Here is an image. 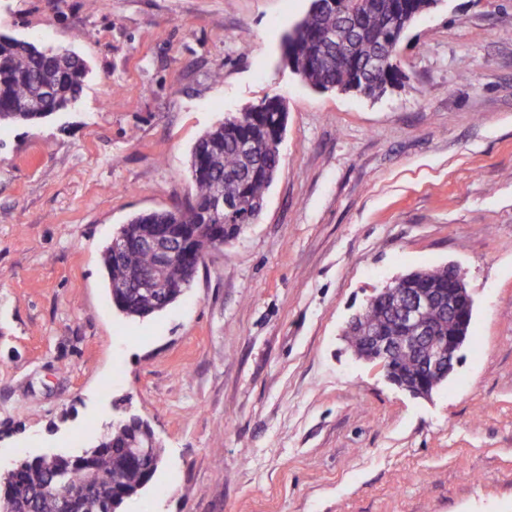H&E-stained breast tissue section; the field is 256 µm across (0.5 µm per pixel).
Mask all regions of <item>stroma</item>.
I'll return each mask as SVG.
<instances>
[{"instance_id":"stroma-1","label":"stroma","mask_w":512,"mask_h":512,"mask_svg":"<svg viewBox=\"0 0 512 512\" xmlns=\"http://www.w3.org/2000/svg\"><path fill=\"white\" fill-rule=\"evenodd\" d=\"M310 6L0 0V34L90 68L69 110L0 131V474L80 452L125 398L164 456L121 512H512V0H440L378 97L293 72L282 38ZM274 94L258 222L158 316H122L117 228L184 204L196 140ZM447 263L474 342L415 397L342 329L387 279Z\"/></svg>"}]
</instances>
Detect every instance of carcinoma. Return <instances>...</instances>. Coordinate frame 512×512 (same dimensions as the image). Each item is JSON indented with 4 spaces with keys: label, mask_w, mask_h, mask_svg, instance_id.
I'll return each instance as SVG.
<instances>
[{
    "label": "carcinoma",
    "mask_w": 512,
    "mask_h": 512,
    "mask_svg": "<svg viewBox=\"0 0 512 512\" xmlns=\"http://www.w3.org/2000/svg\"><path fill=\"white\" fill-rule=\"evenodd\" d=\"M352 6V0H340L334 11L311 9L285 39L294 47L299 65H312L308 80L315 87L349 82L352 67L371 62L378 45L396 27V19L385 23L379 12L366 8L357 18L359 29L349 32L348 43L326 41L327 33L345 29ZM87 74V64L75 53L63 57L53 48L0 35V125L32 122L68 109L80 97ZM281 101V96L273 95L247 109L245 117L228 115L197 140L191 154L194 195L186 206L140 213L120 226L125 252L118 259L114 248L106 246L102 265L112 304L121 314L144 319L159 313L193 281L187 264L173 260L160 287L133 286L136 277L150 276L157 268L159 254L153 239L161 225L188 224L214 242L236 236L244 224L256 223L280 167L279 145L287 120L278 106ZM221 196L224 210L210 211ZM404 287L412 293L446 288L448 269L412 271ZM425 323L434 336L455 330L448 312L438 305L427 310ZM365 324L386 336L412 335L385 299L366 311ZM389 366L391 375L406 383L416 381L421 371L418 357L410 352L397 353ZM160 458L149 426L124 418L79 454L19 461L10 485L0 486V512H62L45 487L65 482L90 487L86 512H118L152 481Z\"/></svg>",
    "instance_id": "obj_1"
}]
</instances>
